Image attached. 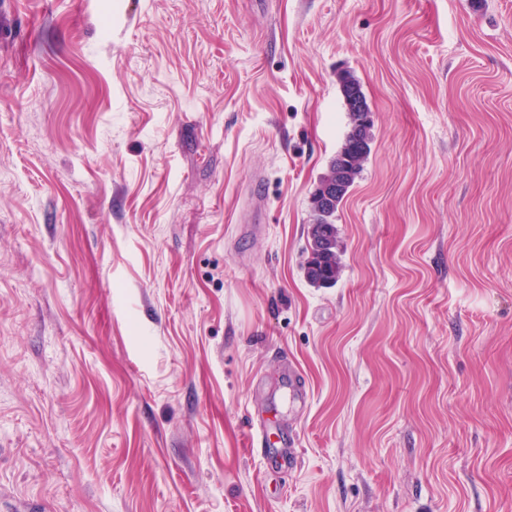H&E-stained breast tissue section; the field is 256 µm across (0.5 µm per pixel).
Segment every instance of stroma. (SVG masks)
<instances>
[{
	"label": "stroma",
	"mask_w": 512,
	"mask_h": 512,
	"mask_svg": "<svg viewBox=\"0 0 512 512\" xmlns=\"http://www.w3.org/2000/svg\"><path fill=\"white\" fill-rule=\"evenodd\" d=\"M0 512H512V0H0ZM337 78L342 86L346 100L350 129L335 158L330 163L331 166L329 173L326 175L327 178L324 177L320 182L312 198L313 210L311 212L313 222L310 224L308 231L307 250L309 257L304 267V272L306 279L318 288L332 287L338 281L341 268L338 232L336 224L330 218L336 213L338 206L348 193L355 178L362 172L364 163L370 155V142L373 137V121H371L370 112L352 111L357 102L358 95L366 103L358 83L348 72L337 74ZM364 140H366V149L363 152L362 142ZM336 164L348 166V177L342 183L341 188H339L334 202L330 203L328 207H324L321 213H317L315 210V197L320 192L323 183L336 173ZM251 448H256L271 463H279L284 458L285 448L273 447L269 443L267 430L260 424L254 431H251L248 439Z\"/></svg>",
	"instance_id": "1"
}]
</instances>
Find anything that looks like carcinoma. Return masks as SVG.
<instances>
[{"label": "carcinoma", "instance_id": "1", "mask_svg": "<svg viewBox=\"0 0 512 512\" xmlns=\"http://www.w3.org/2000/svg\"><path fill=\"white\" fill-rule=\"evenodd\" d=\"M342 86L350 120V129L345 139L331 161L329 174L336 173V165L348 166V177L339 188L334 202L313 214V222L308 231V253L304 267L306 279L318 288L332 287L340 275L339 240L336 224L331 217L346 196L355 178L362 172L364 163L370 155L372 127L370 113L355 112L353 107L361 90L353 76L348 72L337 75Z\"/></svg>", "mask_w": 512, "mask_h": 512}]
</instances>
